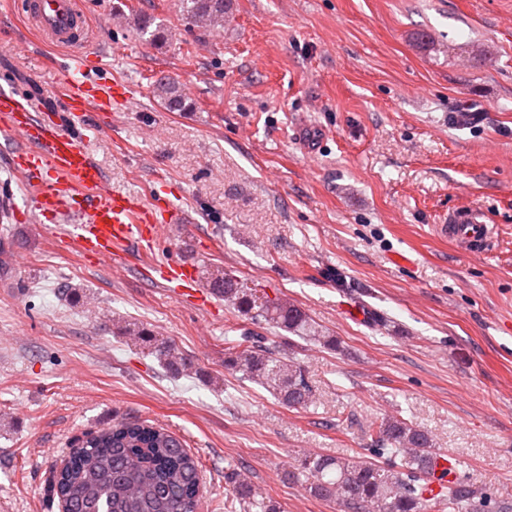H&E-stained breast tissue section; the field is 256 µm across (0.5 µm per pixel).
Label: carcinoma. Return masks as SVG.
Here are the masks:
<instances>
[{"label": "carcinoma", "mask_w": 512, "mask_h": 512, "mask_svg": "<svg viewBox=\"0 0 512 512\" xmlns=\"http://www.w3.org/2000/svg\"><path fill=\"white\" fill-rule=\"evenodd\" d=\"M185 19L209 28L224 27L231 0H184ZM156 94L171 112L188 107L180 85L170 79L156 82ZM213 289L249 321L238 339L224 349V368L266 388L290 408L315 402V388L303 361L285 355L268 343L261 330L273 325L291 336L324 347L336 346L311 322L302 308L285 299L269 297L247 283L226 275ZM150 350L172 372L188 367L185 358L163 339H152ZM368 451L381 461L325 454H305L286 477L305 484L310 495L336 502L340 512H425L423 496L440 453L431 436L404 420L389 417L367 431ZM229 496L246 512H278L245 474L227 468ZM442 493L455 512H479L486 497L469 476L443 470ZM53 494L67 512H197L202 475L197 461L168 430L147 422L121 421L85 435L69 450L66 464L53 474Z\"/></svg>", "instance_id": "obj_1"}]
</instances>
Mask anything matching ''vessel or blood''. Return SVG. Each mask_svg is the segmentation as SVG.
<instances>
[{
    "label": "vessel or blood",
    "instance_id": "b4317fda",
    "mask_svg": "<svg viewBox=\"0 0 512 512\" xmlns=\"http://www.w3.org/2000/svg\"><path fill=\"white\" fill-rule=\"evenodd\" d=\"M21 8L51 43L68 47L85 43L87 20L75 0H23ZM55 88L65 106L61 112L38 111L25 94L0 86V137L16 145L12 168L31 191L38 221L64 226L65 237L100 264L117 265L128 253H137L151 278L176 299L209 310L212 301L198 287L193 265L152 256L163 226L178 223L181 210L109 187L74 132L89 113L110 111L113 104L130 98L132 88L91 79L81 68L58 72ZM444 230L469 243L486 242L490 235L479 213L470 210L453 213Z\"/></svg>",
    "mask_w": 512,
    "mask_h": 512
}]
</instances>
